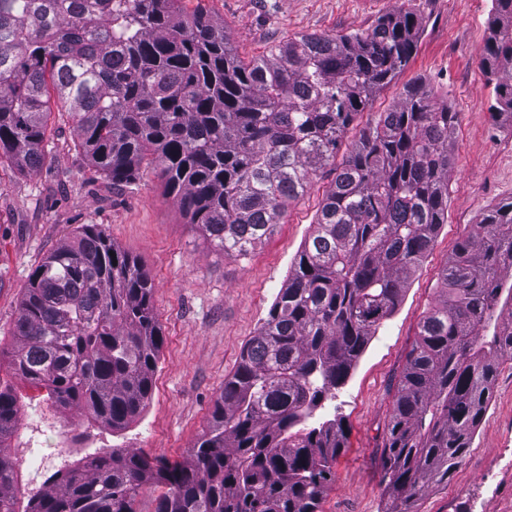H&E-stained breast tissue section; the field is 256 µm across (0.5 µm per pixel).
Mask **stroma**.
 <instances>
[{
    "mask_svg": "<svg viewBox=\"0 0 512 512\" xmlns=\"http://www.w3.org/2000/svg\"><path fill=\"white\" fill-rule=\"evenodd\" d=\"M402 0H187L223 20L236 54L261 55L273 43L300 34L331 35L371 29ZM423 33L408 65L380 90L350 125V149L359 132L421 80L447 102L457 119L450 139L453 166L448 222L411 276L395 313L369 342L332 402L347 430V446L320 512H384L381 451L394 395L421 318L434 304L440 274L457 243L492 208L512 201V120L491 116L493 89L482 66L491 0H411ZM52 159L36 172L0 163V346L12 330L31 271L86 224L103 225L115 245L150 272L152 302L164 335L151 398L120 431L79 410L56 407L45 391L4 370L20 421L1 443L16 463V508L24 512L30 476L18 458L30 441L44 451L60 436L72 457L88 450L133 448L150 457L183 461L207 428L213 405L239 362L243 347L273 304L290 267L314 229L321 201L335 177L327 166L292 202L274 232L246 258L220 255L186 224L163 193L155 169L135 185L114 190L75 150L67 118L53 113L48 129ZM512 448V366L500 367L487 412L472 446L447 483L418 496L414 512H512V477L498 475L502 449Z\"/></svg>",
    "mask_w": 512,
    "mask_h": 512,
    "instance_id": "stroma-1",
    "label": "stroma"
}]
</instances>
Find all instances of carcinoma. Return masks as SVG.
I'll use <instances>...</instances> for the list:
<instances>
[{
	"mask_svg": "<svg viewBox=\"0 0 512 512\" xmlns=\"http://www.w3.org/2000/svg\"><path fill=\"white\" fill-rule=\"evenodd\" d=\"M482 57L490 111L512 118V0H491ZM421 19L400 6L365 32L301 34L248 63L224 24L184 0H0V159L41 168L50 100L115 189L160 172L186 223L246 257L336 157L356 115L407 65ZM455 113L415 85L363 129L266 319L224 379L206 431L179 464L95 451L56 470L28 512H319L346 431L305 422L336 397L448 221ZM512 202L482 216L441 274L400 375L382 448L384 512L465 458L503 360L512 361ZM8 367L62 409L122 429L149 400L160 323L149 273L88 224L32 271ZM0 384V444L19 421ZM0 449V512H15Z\"/></svg>",
	"mask_w": 512,
	"mask_h": 512,
	"instance_id": "carcinoma-1",
	"label": "carcinoma"
}]
</instances>
